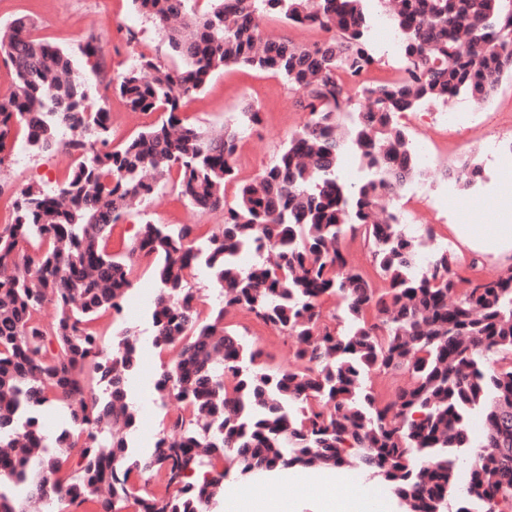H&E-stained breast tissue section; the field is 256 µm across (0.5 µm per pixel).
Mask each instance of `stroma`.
<instances>
[{"instance_id":"stroma-1","label":"stroma","mask_w":512,"mask_h":512,"mask_svg":"<svg viewBox=\"0 0 512 512\" xmlns=\"http://www.w3.org/2000/svg\"><path fill=\"white\" fill-rule=\"evenodd\" d=\"M367 7L373 12L369 41L376 63L364 74L362 81L344 83V95L353 112L364 111L369 106L361 90L362 83L395 77L403 65L399 44H387L382 39L375 0H369ZM23 15L35 21L42 37L71 54H78L85 42L92 40L99 44L106 69L100 75L90 77L89 85L92 97L111 112L113 144L124 143L146 125L158 121V114L129 111L122 98L107 87L110 78L139 55L153 57L164 65L171 62L166 43L152 24L136 11L132 0H0V25ZM249 105L259 109L261 122L239 134L237 168L238 178L242 181L256 178L271 165L279 149L305 121L307 112L299 105L298 93L278 75L230 67L216 72L206 88L188 98L182 108L190 122L217 131L227 125H236L240 112ZM446 109L443 103H424L399 118L398 123L408 133L415 152L433 153L437 160L423 165L420 175L415 178L417 185L424 187V195L417 197L406 193L395 197L385 194L378 198L377 208L391 213L398 206L413 205L412 224L407 227V234L417 238L422 232L429 231L435 239H451V253L466 264L471 260V253L467 245L454 242V225L466 224L474 234H481L493 209L504 208L512 213V195H496L481 179L468 188H455L450 214L437 209L434 199L444 184L446 166L457 165L473 156L482 162L487 159L486 137L477 124L469 123L449 131L431 122V112ZM28 160L29 164L24 168L12 158L0 165L1 218L9 216L13 202L27 187L49 188L61 184L72 156L62 147L50 155L29 154ZM148 221L203 224L212 228L223 224L224 212L220 209L199 212L178 199L176 192L171 190L163 197L141 204L136 212L121 220L112 232L109 250H124L139 224ZM156 294L152 274L140 272L125 299L126 312L106 314L100 321L102 330L107 333L125 324L136 329L140 362L129 373L126 388L129 402L138 410L137 421L142 425L133 436L134 452L143 456L152 452L158 437L175 440L180 436L179 431L169 424L170 417L177 411L176 404L161 406L155 392V382L163 367L171 364L176 356L175 350L161 352L152 346V311ZM224 323L247 334L263 352L268 365L292 370L301 368L302 362L296 358L291 341L247 312L226 309ZM351 475L362 478L366 472L355 463L329 472L317 467L292 470L285 475L278 471L265 475L239 474L235 480L239 485L256 488L258 498L267 504L278 505V512H336L335 503L346 500L351 493L347 481Z\"/></svg>"}]
</instances>
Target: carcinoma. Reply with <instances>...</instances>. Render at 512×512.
Segmentation results:
<instances>
[{"mask_svg":"<svg viewBox=\"0 0 512 512\" xmlns=\"http://www.w3.org/2000/svg\"><path fill=\"white\" fill-rule=\"evenodd\" d=\"M162 34L173 65L142 55L121 71L114 90L132 112H160L119 149L110 112L91 100L86 73L63 48L33 39V19L0 29V59L13 90L0 95V165L15 133L33 152L59 142L60 126L92 161L71 165L53 188L29 187L0 225V512H25L39 498L89 512H210L231 472L340 467L348 448L405 512H512V428L497 429L500 404L512 406V267L470 280L454 302L461 267L442 250L415 271L419 250L392 215L375 222L379 196L397 194L419 174L390 161L414 159L397 115L424 101L491 99L512 77V0H398L391 20L406 58L402 74L363 93L372 120L348 111L341 76L358 78L375 63L365 32L364 0H132ZM265 13L332 32L314 46L263 41L253 24ZM86 69L100 70V47L82 48ZM242 66L281 76L302 95L307 118L259 176L237 186L238 128L204 131L179 116L181 101L213 74ZM152 72L151 78L144 73ZM368 169L386 178L360 185L340 179L336 127ZM467 187L482 172L474 159L451 169ZM178 190L201 212L224 210V224L140 225L124 253L107 243L131 203ZM360 234L388 287H373L340 247ZM36 246L34 254L24 247ZM249 251L252 263L238 257ZM154 276L156 347L177 350L155 382L161 405L178 404L179 439L156 441L135 457L136 414L125 375L138 359L129 327L106 339L98 320L120 314L141 263ZM214 276L219 303L190 285L200 266ZM338 299L325 312L324 298ZM52 302L58 316L39 318ZM239 308L297 343L301 371L272 368L247 336L224 326ZM410 384L379 401L373 373ZM47 408L67 417L72 440L53 446L31 431ZM481 410L474 437L469 415ZM467 455L462 495L477 510L454 508L456 461Z\"/></svg>","mask_w":512,"mask_h":512,"instance_id":"1","label":"carcinoma"}]
</instances>
